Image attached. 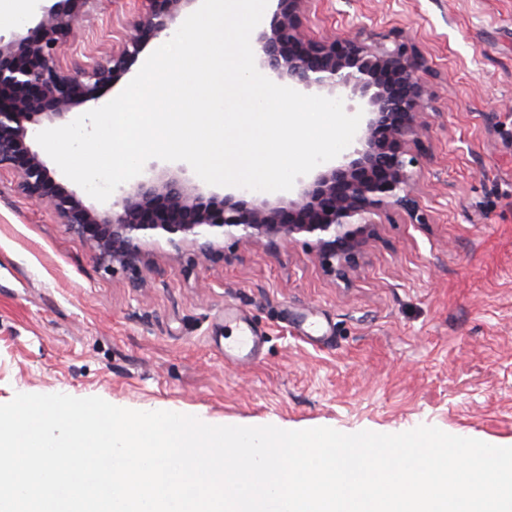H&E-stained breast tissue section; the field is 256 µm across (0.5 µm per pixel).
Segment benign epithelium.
<instances>
[{"label":"benign epithelium","mask_w":512,"mask_h":512,"mask_svg":"<svg viewBox=\"0 0 512 512\" xmlns=\"http://www.w3.org/2000/svg\"><path fill=\"white\" fill-rule=\"evenodd\" d=\"M73 2L42 5L26 34L0 36V171L10 172L21 194L89 244L105 270L119 266L135 275L162 243L211 261L224 257L220 239L226 236L268 246L303 236L313 239L321 263L334 274L356 264L374 217L401 210L425 223L413 172L430 96L423 57L395 31L308 36L312 0H277L269 26L257 31L255 64L299 92L345 95L347 110L361 107L366 118L349 153L288 202L256 198L247 189L206 196L179 166L136 181L107 211L86 206L32 150L27 124L41 115L63 119L74 107L97 101L99 89L128 70L142 44L170 31L195 0H137L134 32L106 51L105 62L68 69L60 63L62 48L80 31Z\"/></svg>","instance_id":"obj_1"}]
</instances>
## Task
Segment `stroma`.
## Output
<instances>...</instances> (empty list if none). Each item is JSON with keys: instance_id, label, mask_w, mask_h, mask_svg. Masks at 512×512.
<instances>
[{"instance_id": "obj_1", "label": "stroma", "mask_w": 512, "mask_h": 512, "mask_svg": "<svg viewBox=\"0 0 512 512\" xmlns=\"http://www.w3.org/2000/svg\"><path fill=\"white\" fill-rule=\"evenodd\" d=\"M63 66L111 47L129 0H78ZM400 31L434 97L419 211L371 228L355 267L310 240L223 241L201 263L162 247L134 288L0 178V398L97 396L211 425L393 433L422 425L512 447V0H317L309 30ZM236 310L263 336L225 359Z\"/></svg>"}]
</instances>
